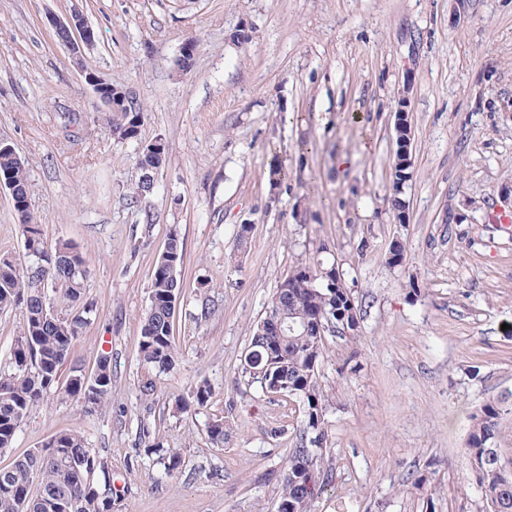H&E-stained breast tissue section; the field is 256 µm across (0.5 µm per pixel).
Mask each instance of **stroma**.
I'll list each match as a JSON object with an SVG mask.
<instances>
[{"mask_svg":"<svg viewBox=\"0 0 512 512\" xmlns=\"http://www.w3.org/2000/svg\"><path fill=\"white\" fill-rule=\"evenodd\" d=\"M75 9L96 33L79 67L50 24ZM85 68L143 106L137 139L113 138ZM404 96L401 224L387 196ZM66 111L86 131L66 137ZM158 138L166 163L131 201L138 147ZM0 139L26 163L47 241L86 261L96 316L71 362L112 357L104 407L48 394L0 468L78 429L108 464L112 512H276L304 416L248 383L244 355L278 283L325 242L361 310L356 338L327 337L318 368L333 480L312 512H487L466 441L472 415L504 401L496 446L512 459V233L490 218L512 213V0H0ZM274 163L287 173L275 192ZM173 226L183 288L161 373L138 342ZM203 380L209 405L177 411ZM157 445L180 453L174 474ZM406 97L399 98L398 108L395 112L396 115V134L398 151L394 173H399L400 176L406 178L405 170L410 167V145H411V127L408 123V113L406 112Z\"/></svg>","mask_w":512,"mask_h":512,"instance_id":"obj_1","label":"stroma"}]
</instances>
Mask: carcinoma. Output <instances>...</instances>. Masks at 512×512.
Returning <instances> with one entry per match:
<instances>
[{"label": "carcinoma", "mask_w": 512, "mask_h": 512, "mask_svg": "<svg viewBox=\"0 0 512 512\" xmlns=\"http://www.w3.org/2000/svg\"><path fill=\"white\" fill-rule=\"evenodd\" d=\"M144 119L142 112L127 108L111 112L112 136L133 140ZM166 143L158 151L139 152L141 171L134 197L147 193L144 176L163 167ZM0 176L11 186L13 202L27 263L20 265L0 256V310L21 306L24 324L12 350L7 369L0 370V451L14 444L16 434L33 406L55 389L76 399L82 410L92 413L105 405L112 389V359L100 355L94 375L73 365L64 384H59L60 367L67 362L82 328L95 312L85 293L87 269L81 251L60 240L51 246L42 234V224L29 205L28 176L24 160L10 144L0 146ZM183 240L177 229L169 230L157 261L149 292V307L143 317L138 352L151 367L166 371L175 363L173 317L181 293L178 271L184 263ZM336 263L318 259L301 262L284 278L267 307L295 323V331L279 339L253 333L249 351L262 357L260 373L248 372L252 382L268 389L276 379L287 377L288 388L280 393L301 407L305 426L295 446L289 449L287 470L279 501L288 502L291 512H311V504L329 484L321 467L325 430V394L318 366L325 352V338L302 335L303 326L319 317L336 319V314L359 308L354 290ZM327 274L322 284L307 286V278ZM213 395L211 385L201 382L180 410L207 407ZM505 408L488 402L472 415L466 451L476 484L491 512H512V473L501 452L495 448ZM320 436L319 448L309 446ZM496 461H484L488 450ZM112 475L108 466L87 445L78 431L53 436L40 448L0 469V512H112Z\"/></svg>", "instance_id": "cac0c4a2"}]
</instances>
